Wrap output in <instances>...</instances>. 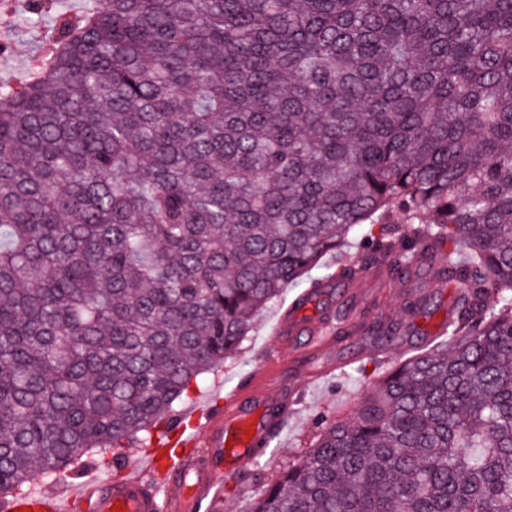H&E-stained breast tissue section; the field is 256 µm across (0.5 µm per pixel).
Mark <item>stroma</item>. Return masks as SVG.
<instances>
[{"label": "stroma", "mask_w": 512, "mask_h": 512, "mask_svg": "<svg viewBox=\"0 0 512 512\" xmlns=\"http://www.w3.org/2000/svg\"><path fill=\"white\" fill-rule=\"evenodd\" d=\"M50 29V21L33 28L24 16H17L14 26L0 34L7 43L6 49L0 51V77L20 78L30 71L39 57L40 35ZM438 268V263H431L429 270L412 286L392 281L383 272L370 268L348 285L324 289L320 303L309 310L308 315L314 322L332 321L341 313L348 318L349 335L337 339L332 349V356L342 369L334 375L309 380L308 366L302 358L308 343L307 331L296 332L287 346L281 347L285 384L293 389L294 395L290 400L287 426L261 458L262 481L277 479L297 455L308 449L318 414L348 410L371 379L409 358V344L426 342L430 327L447 321L448 312L457 300L458 288L452 282L441 283ZM298 293V287L286 288L280 300L262 313L237 356L228 360L216 374L205 376L199 389L180 404V411L190 412L214 403L247 377L255 367L256 354L268 343L269 329ZM416 294L432 300L424 313L414 314L406 309L407 301ZM373 320L402 324L405 341L385 347L377 345L367 332Z\"/></svg>", "instance_id": "stroma-1"}]
</instances>
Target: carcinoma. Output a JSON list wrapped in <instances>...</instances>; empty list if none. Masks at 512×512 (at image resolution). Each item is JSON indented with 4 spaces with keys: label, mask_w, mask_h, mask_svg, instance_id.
Instances as JSON below:
<instances>
[{
    "label": "carcinoma",
    "mask_w": 512,
    "mask_h": 512,
    "mask_svg": "<svg viewBox=\"0 0 512 512\" xmlns=\"http://www.w3.org/2000/svg\"><path fill=\"white\" fill-rule=\"evenodd\" d=\"M0 80V494L152 428L320 261L444 255L447 353L246 512H512V0H85Z\"/></svg>",
    "instance_id": "cac0c4a2"
}]
</instances>
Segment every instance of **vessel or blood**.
I'll use <instances>...</instances> for the list:
<instances>
[{
  "mask_svg": "<svg viewBox=\"0 0 512 512\" xmlns=\"http://www.w3.org/2000/svg\"><path fill=\"white\" fill-rule=\"evenodd\" d=\"M307 328L309 349L318 351L334 338L322 324L302 325L286 310L275 342ZM288 420L282 369L274 349L262 352L246 385L219 404L195 410L190 420L157 433L146 464L124 467L120 477L102 480L86 466L72 483L58 490H22L0 500V512H159L162 500L173 497L182 512H214L223 499L224 471L243 466L264 453Z\"/></svg>",
  "mask_w": 512,
  "mask_h": 512,
  "instance_id": "b4317fda",
  "label": "vessel or blood"
}]
</instances>
